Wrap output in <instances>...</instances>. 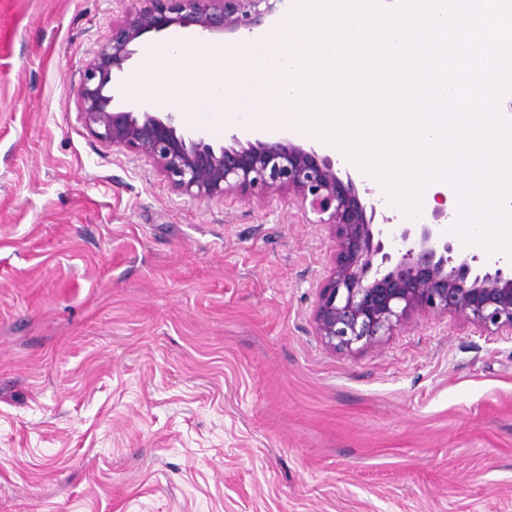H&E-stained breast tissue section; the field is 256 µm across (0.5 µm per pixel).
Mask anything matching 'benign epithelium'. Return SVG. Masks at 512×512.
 Returning <instances> with one entry per match:
<instances>
[{
	"label": "benign epithelium",
	"instance_id": "7a95c632",
	"mask_svg": "<svg viewBox=\"0 0 512 512\" xmlns=\"http://www.w3.org/2000/svg\"><path fill=\"white\" fill-rule=\"evenodd\" d=\"M86 69L79 97L88 125L105 141L152 160L177 191L197 199L228 191L267 194L286 187L328 224L336 255L313 312L329 350L350 353L380 345L421 311L450 313L481 329L512 335V264L463 256L432 224L403 228V249L391 267L376 207L359 199L352 179L286 138H256L214 148L198 131L178 130L175 117L124 110L107 87L123 69L130 46L148 32L195 26L208 33L253 31L282 0H136ZM380 263H375V260ZM372 281H366L370 272Z\"/></svg>",
	"mask_w": 512,
	"mask_h": 512
}]
</instances>
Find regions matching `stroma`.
I'll return each mask as SVG.
<instances>
[{
  "mask_svg": "<svg viewBox=\"0 0 512 512\" xmlns=\"http://www.w3.org/2000/svg\"><path fill=\"white\" fill-rule=\"evenodd\" d=\"M135 0H0V512H512V336L422 312L331 351L329 225L288 190L198 200L84 122L83 72ZM248 31L144 34L217 50ZM174 113L219 147L208 107ZM305 148L408 224L374 177Z\"/></svg>",
  "mask_w": 512,
  "mask_h": 512,
  "instance_id": "1",
  "label": "stroma"
}]
</instances>
